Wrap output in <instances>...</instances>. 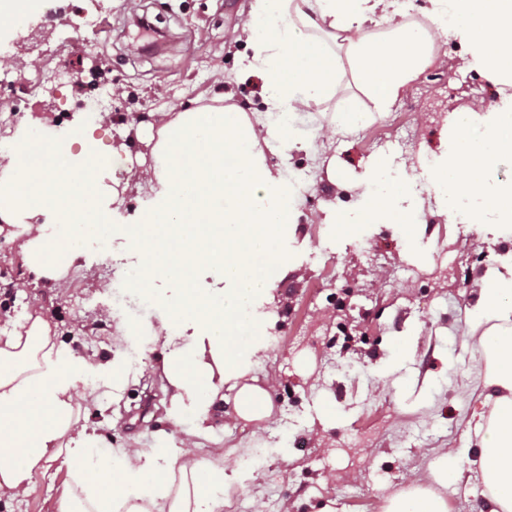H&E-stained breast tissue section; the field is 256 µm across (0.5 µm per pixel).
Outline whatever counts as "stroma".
Segmentation results:
<instances>
[{"label":"stroma","instance_id":"1","mask_svg":"<svg viewBox=\"0 0 512 512\" xmlns=\"http://www.w3.org/2000/svg\"><path fill=\"white\" fill-rule=\"evenodd\" d=\"M83 2L102 20L67 39L71 11ZM63 10L43 36L69 61L78 76L56 81L57 61L37 59L29 81L51 85V93L30 102L26 112H0V137L25 115L63 124L80 113L102 144L128 142L132 153L145 143L126 137L128 116L157 130L164 115L201 95L232 92L251 119H265L262 81L240 70L243 43L236 31L251 0H61ZM160 15L173 40L148 56L130 46L133 14ZM436 60L382 116L332 139L320 132L330 124L331 106H313L297 122L305 143L285 149L269 142L270 164L297 191L303 221L290 239L293 264L278 281L270 311L275 323L253 375L267 381L271 416L239 419L232 400L196 438L191 453L207 457L224 451L226 469L245 475L224 493V512H378L382 498L428 476L443 448H474L480 410L482 358L465 323L477 301L484 270L512 256V231L496 224L445 223L434 198L417 215V235L407 240L394 224H367L358 235H335L310 218L328 200L338 208L356 206L354 184L372 161L384 155L391 121L412 128V148L394 156L395 165L417 164L437 150L454 110L493 105L497 86L476 71L462 69L457 42L436 35ZM112 124H97L99 112ZM325 151L336 162L335 177L314 159ZM123 247L112 252L89 245L61 283L43 279L16 292L27 280L14 243L0 235V290L11 292L15 316L43 307L61 340L79 354L111 357L114 285L122 280ZM129 376L122 391L93 388L82 401L88 423L103 437L100 455L116 448L179 446L194 423H172L157 368L160 350L150 337L123 345ZM327 401L335 421L324 424L315 406ZM66 477L58 465L38 471L33 491L0 499V512H55Z\"/></svg>","mask_w":512,"mask_h":512}]
</instances>
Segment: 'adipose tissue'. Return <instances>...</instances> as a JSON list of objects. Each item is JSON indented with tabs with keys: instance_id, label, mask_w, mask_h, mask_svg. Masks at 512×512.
Here are the masks:
<instances>
[{
	"instance_id": "ef3b65f1",
	"label": "adipose tissue",
	"mask_w": 512,
	"mask_h": 512,
	"mask_svg": "<svg viewBox=\"0 0 512 512\" xmlns=\"http://www.w3.org/2000/svg\"><path fill=\"white\" fill-rule=\"evenodd\" d=\"M395 2L252 0L243 62L262 80L271 123L257 127L228 92L170 113L146 139L149 201L132 219L117 208L130 187L120 178L130 170L128 144L102 147L93 128L75 121L63 135L23 125L0 147V223L12 227L35 279H61L92 242L124 241L128 288L161 313L151 334L163 354L166 415L176 423L192 418L194 435L222 410L224 384L233 379L239 419L257 422L272 411L268 389L245 378L267 345L265 306L290 266L302 212L263 145L295 148L303 107L340 100L337 118L347 129L390 112L432 62L434 31L452 36L465 68L502 87L498 101L453 112L421 176L375 158L358 184V205L343 211L324 202L320 221L343 237L366 224H397L413 238L422 181L448 222L512 227V180L495 175L512 159V0H429V28L407 22ZM380 12L390 19L375 33ZM345 73L353 91L343 96ZM478 287L469 320L485 359L479 451L468 460L441 455L433 487L384 498L380 512H448L441 489L461 484L469 467L484 476L491 512H512V264L486 268ZM127 376L120 348L106 361L77 354L43 310L0 330V497L29 494L35 472L58 462L67 478L56 512H223L225 488L243 479L226 472L223 453L201 460L160 446L98 454L100 438L81 424L77 396L91 382L122 390Z\"/></svg>"
}]
</instances>
